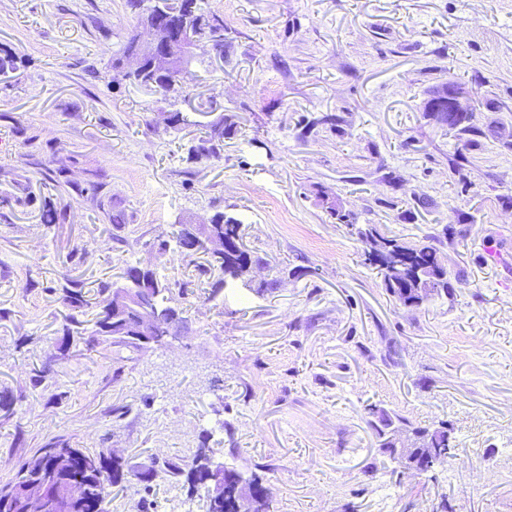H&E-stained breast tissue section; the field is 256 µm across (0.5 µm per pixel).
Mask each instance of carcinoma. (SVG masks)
I'll use <instances>...</instances> for the list:
<instances>
[{
	"label": "carcinoma",
	"mask_w": 512,
	"mask_h": 512,
	"mask_svg": "<svg viewBox=\"0 0 512 512\" xmlns=\"http://www.w3.org/2000/svg\"><path fill=\"white\" fill-rule=\"evenodd\" d=\"M217 151V145L212 143V138L203 136L198 143L188 147L187 155L190 160L200 161ZM316 198L336 223L356 228V234L364 244L365 263L378 269L386 290L401 305L412 308L421 305L433 295H453L448 267L442 264L435 238L428 236L421 241L407 242L382 234L370 224L358 227L355 217L338 207L336 200L326 191L317 189ZM210 233L224 240V252L210 253L207 263L198 265L202 273L213 276L211 294H217L229 280L251 287V270L253 266L264 262V259L243 244L241 222L223 213L216 214L210 222ZM144 278L148 287L159 289L156 301L162 317L178 313L176 308L166 305L170 300L166 296L170 288L157 280L153 270H146ZM62 291L63 300L70 306L81 308L89 305L83 289L65 286ZM97 294L102 299L96 302L92 317L87 320H80L74 315L67 318L64 336H81L89 325L91 331H86L87 345L91 347L109 342L117 348L132 352L143 350V346L131 339L134 335L135 315L130 312L121 319L112 318V285L100 284ZM368 415L373 417L369 425L380 441L387 438L393 422L396 421L411 435L422 437L436 453H445L449 448L446 426H418L402 417L394 421L388 414L380 413L372 407L368 408ZM123 468L124 464L120 459L102 451L72 448L65 442L51 443L38 449L35 459L22 463L12 479L0 485V512H20L16 490L28 483H41L51 487L52 492L45 502V512H104L103 504L111 495L112 488L121 483L120 470ZM168 472L173 478H185L191 489L199 485L209 487L214 478L210 449H196L185 466L171 463L168 465ZM71 483L80 485L82 489L77 498L68 494L67 485ZM235 495V484L228 479L224 480V508H218L215 501L210 499L208 512H233Z\"/></svg>",
	"instance_id": "carcinoma-1"
}]
</instances>
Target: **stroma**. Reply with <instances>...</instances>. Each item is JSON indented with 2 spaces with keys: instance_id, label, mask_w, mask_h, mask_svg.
<instances>
[{
  "instance_id": "obj_1",
  "label": "stroma",
  "mask_w": 512,
  "mask_h": 512,
  "mask_svg": "<svg viewBox=\"0 0 512 512\" xmlns=\"http://www.w3.org/2000/svg\"><path fill=\"white\" fill-rule=\"evenodd\" d=\"M200 6L224 53L195 50L166 95L112 69L137 29L127 0H0V56L17 59L0 77V483L53 440L136 469L205 440L261 477L275 512H512V281L488 257L512 256V0ZM446 81L472 93L470 148L422 110ZM223 116L220 157L187 162ZM319 187L385 235L440 236L454 297L399 305ZM219 212L279 288L215 295L186 265L181 222ZM129 265L187 283L181 337L138 354L64 340L62 287ZM371 405L447 423L457 459L400 474ZM105 510L206 512L205 495L131 476Z\"/></svg>"
}]
</instances>
